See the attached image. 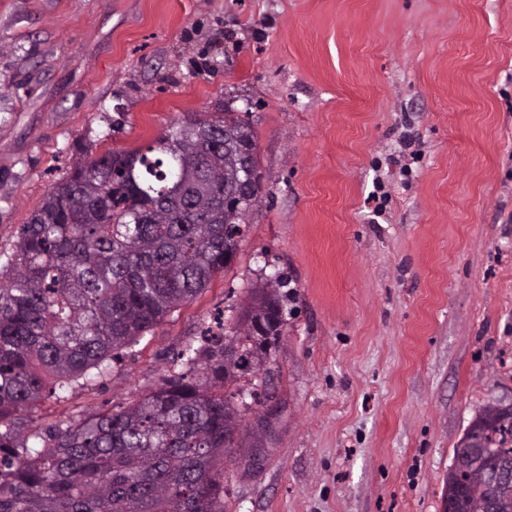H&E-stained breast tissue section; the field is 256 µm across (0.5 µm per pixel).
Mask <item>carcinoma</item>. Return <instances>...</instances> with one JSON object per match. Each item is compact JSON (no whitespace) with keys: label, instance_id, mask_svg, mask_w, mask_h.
<instances>
[{"label":"carcinoma","instance_id":"obj_1","mask_svg":"<svg viewBox=\"0 0 512 512\" xmlns=\"http://www.w3.org/2000/svg\"><path fill=\"white\" fill-rule=\"evenodd\" d=\"M257 134L198 112L132 151L76 155L19 227L0 270V512H224V460L255 448L238 371H260L284 325L279 277L256 283L195 379L172 374L118 411L45 428L39 405L102 377L123 349L232 263L259 201ZM232 147H224V142ZM468 447L512 463V410L488 403ZM464 512H512L458 458L445 492Z\"/></svg>","mask_w":512,"mask_h":512}]
</instances>
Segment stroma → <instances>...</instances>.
I'll list each match as a JSON object with an SVG mask.
<instances>
[{
	"label": "stroma",
	"mask_w": 512,
	"mask_h": 512,
	"mask_svg": "<svg viewBox=\"0 0 512 512\" xmlns=\"http://www.w3.org/2000/svg\"><path fill=\"white\" fill-rule=\"evenodd\" d=\"M219 107L262 174L231 268L43 423L149 393L276 275L274 419L224 512H442L475 410L512 402V0H0V267L78 150Z\"/></svg>",
	"instance_id": "stroma-1"
}]
</instances>
